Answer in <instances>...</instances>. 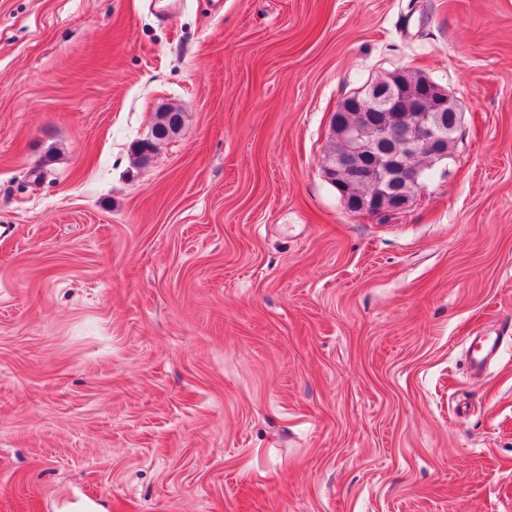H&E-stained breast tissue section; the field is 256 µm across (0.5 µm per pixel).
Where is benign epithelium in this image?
Returning <instances> with one entry per match:
<instances>
[{
	"instance_id": "7a95c632",
	"label": "benign epithelium",
	"mask_w": 512,
	"mask_h": 512,
	"mask_svg": "<svg viewBox=\"0 0 512 512\" xmlns=\"http://www.w3.org/2000/svg\"><path fill=\"white\" fill-rule=\"evenodd\" d=\"M393 93L394 87L381 86L363 96L372 109L382 112L381 121L375 125L366 122L363 112L357 124L331 118L343 151L322 161L325 177L344 196L346 186L354 183L360 158L380 147L394 146L389 160L364 175L368 183L357 200L360 212L375 216H386L408 206L425 187L429 171L448 159L446 143L455 130L446 126L443 108L449 95L443 87H428L412 113L390 111Z\"/></svg>"
}]
</instances>
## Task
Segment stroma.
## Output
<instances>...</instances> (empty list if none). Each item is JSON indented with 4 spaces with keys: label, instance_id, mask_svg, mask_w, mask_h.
Wrapping results in <instances>:
<instances>
[{
    "label": "stroma",
    "instance_id": "stroma-1",
    "mask_svg": "<svg viewBox=\"0 0 512 512\" xmlns=\"http://www.w3.org/2000/svg\"><path fill=\"white\" fill-rule=\"evenodd\" d=\"M223 2L0 0V512H512V0ZM407 71L452 155L351 212ZM393 93V86H381L369 90L363 96V100L373 110L386 111L381 113L382 119L376 125L366 122V106L363 111L352 110L347 100L340 102L336 112H360L361 120L358 124H344L337 121L333 114L331 123L333 129L336 127V135L344 147L336 156H324L322 161L325 177L341 193L342 200H345V188L354 183L360 158L368 152H375L379 147L393 144L389 160L363 176L368 183L359 194L357 207L359 212L375 216H386L405 209L414 195L425 187L429 171L448 159L454 143V137L451 136L446 148L448 136L455 130L456 124L447 127L446 117L441 112L450 97L443 87L428 85L426 96L420 99L412 113L389 111ZM399 127L405 130L397 137L395 130ZM337 137L334 139L330 136L326 155L340 150ZM421 155L432 159L429 167L414 165L410 160ZM398 183L409 184L413 190L402 195L396 189ZM162 110H165L168 113H172V120L175 119V122L174 124L171 123L170 125V133L164 135H154L152 139L142 140L136 144L135 154L138 161L140 162H146L149 159L150 154L154 150L156 140H163L174 134H177L183 127V112H181L179 108L167 104L156 113V118H158ZM505 330V331H504ZM511 331L510 326H502L503 336H471L469 345V366L477 375L484 372L488 362L497 356L505 337Z\"/></svg>",
    "mask_w": 512,
    "mask_h": 512
}]
</instances>
